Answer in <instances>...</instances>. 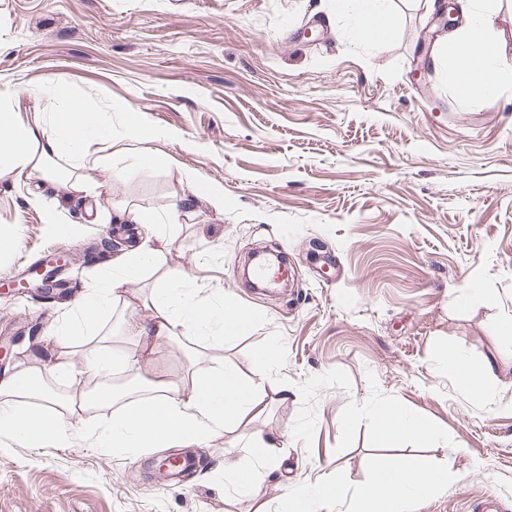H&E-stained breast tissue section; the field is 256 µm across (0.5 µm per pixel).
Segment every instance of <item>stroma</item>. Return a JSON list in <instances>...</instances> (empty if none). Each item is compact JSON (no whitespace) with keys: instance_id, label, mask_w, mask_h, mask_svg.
I'll return each instance as SVG.
<instances>
[{"instance_id":"35a3bbf8","label":"stroma","mask_w":512,"mask_h":512,"mask_svg":"<svg viewBox=\"0 0 512 512\" xmlns=\"http://www.w3.org/2000/svg\"><path fill=\"white\" fill-rule=\"evenodd\" d=\"M388 5L391 30L373 49L336 0H0V97L41 107L40 88L64 86L111 107L112 141L171 160L128 166L108 192L84 169L88 194L66 204L63 187L0 177V234L16 239L0 255V378L32 365L37 341L117 259L114 238L134 249L170 233L102 323L113 348L137 352L131 323L149 317L143 302L163 275L182 272L257 323L202 347L179 334L156 362L174 381L188 365L222 364L271 382L263 413L195 448V472L171 490L143 473L160 449L103 454L78 436L31 448L0 433V512H283L290 487L320 482L334 488L330 512H352L373 468L404 450L460 477L412 512H459L489 490L512 512V339L501 331L512 318V0H496L492 18L504 61L495 102L449 84L448 38L427 37L425 0ZM142 110L159 139L123 126ZM35 195L59 203L75 233L47 236ZM175 202L172 232L116 212L161 215ZM49 246L69 253L59 298L9 289ZM265 246L285 250L292 288L241 286L246 257ZM273 344L269 369L261 353ZM448 347L497 362L483 395L443 365ZM390 400L438 441L379 447L371 413ZM254 437L287 450L240 495L224 467Z\"/></svg>"}]
</instances>
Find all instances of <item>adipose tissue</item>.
<instances>
[{
    "mask_svg": "<svg viewBox=\"0 0 512 512\" xmlns=\"http://www.w3.org/2000/svg\"><path fill=\"white\" fill-rule=\"evenodd\" d=\"M338 12L355 16L361 35L378 45L389 30L390 19L384 0H336ZM461 9L469 25L460 29L448 44L454 66L448 81L464 93L486 99L500 92L497 71L500 53L494 50L490 31V6L476 7L462 0ZM112 139V123L106 113L96 112L82 102L70 101L67 112H37L26 115L16 99H0V173L24 180L32 172L54 183L59 171L54 160H64L68 170L87 166L101 169L103 188L123 177L116 163L124 149L114 156L92 157L90 148ZM158 251L141 247L126 253L102 275L76 304L75 319L59 324L53 340L70 344L83 336L88 345L82 372L86 387L59 401L50 379L73 376L68 359L52 366H28L0 381V433H8L29 447L46 443H70L75 426L82 421L87 400L109 407L123 401L121 411L113 413L110 423L84 431L91 447L108 452H139L148 448H177L200 445L224 431L227 424L239 423L261 413L266 403L264 382H247L224 365L191 373L188 381L167 379L163 370L149 366L141 358L102 350L98 340L100 313L111 310L122 288L141 279L152 267ZM152 315L138 323V347L148 352L160 340L172 338L176 328L189 330L200 342L229 339L248 330L254 315L242 308L201 296L199 289L185 277L170 276L159 283L150 303ZM458 384L467 392L478 393L485 379L496 377L495 361L471 363L459 350L445 353ZM133 374L130 392H117L105 386V378L117 371ZM376 437L381 447L393 448L413 436L435 439L433 428L409 416L397 404L375 410ZM453 480L446 467L427 468L418 459L407 457L390 468L377 469L360 491L356 512H411L414 503L447 488Z\"/></svg>",
    "mask_w": 512,
    "mask_h": 512,
    "instance_id": "1",
    "label": "adipose tissue"
}]
</instances>
